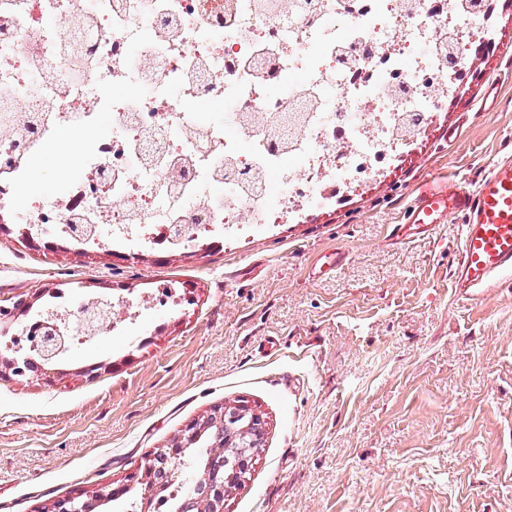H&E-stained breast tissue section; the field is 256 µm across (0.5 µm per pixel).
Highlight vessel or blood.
Wrapping results in <instances>:
<instances>
[{"label":"vessel or blood","instance_id":"vessel-or-blood-1","mask_svg":"<svg viewBox=\"0 0 512 512\" xmlns=\"http://www.w3.org/2000/svg\"><path fill=\"white\" fill-rule=\"evenodd\" d=\"M461 220V258L454 270L461 295L483 296L502 276L512 274V158L497 161L475 188H448L437 181L414 191L403 223L392 225L395 242L410 241L412 230Z\"/></svg>","mask_w":512,"mask_h":512}]
</instances>
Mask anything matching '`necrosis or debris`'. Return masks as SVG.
Instances as JSON below:
<instances>
[{
	"label": "necrosis or debris",
	"instance_id": "1",
	"mask_svg": "<svg viewBox=\"0 0 512 512\" xmlns=\"http://www.w3.org/2000/svg\"><path fill=\"white\" fill-rule=\"evenodd\" d=\"M495 36L493 0H0V223L176 250L297 222L407 153ZM63 139L69 173L42 165Z\"/></svg>",
	"mask_w": 512,
	"mask_h": 512
}]
</instances>
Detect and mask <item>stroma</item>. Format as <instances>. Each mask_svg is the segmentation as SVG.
Returning <instances> with one entry per match:
<instances>
[{
	"instance_id": "obj_1",
	"label": "stroma",
	"mask_w": 512,
	"mask_h": 512,
	"mask_svg": "<svg viewBox=\"0 0 512 512\" xmlns=\"http://www.w3.org/2000/svg\"><path fill=\"white\" fill-rule=\"evenodd\" d=\"M497 22L413 151L301 222L176 252L43 250L0 232L2 305L137 304L163 285L177 299L69 347L50 375L0 374V512L121 484L236 403L265 435L224 512H512V276L484 299L455 295L456 219L388 238L421 184L471 188L512 156V0ZM339 248L347 262L321 273Z\"/></svg>"
}]
</instances>
